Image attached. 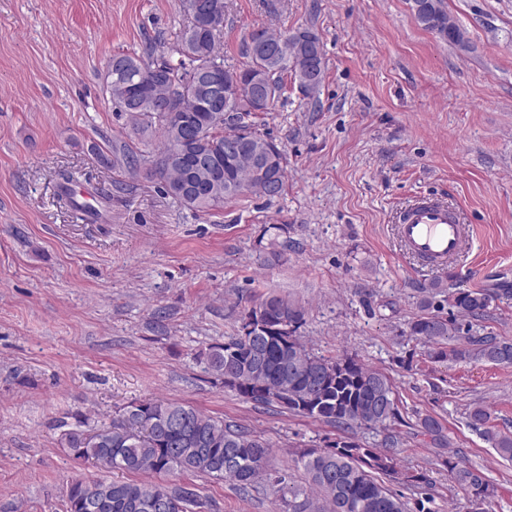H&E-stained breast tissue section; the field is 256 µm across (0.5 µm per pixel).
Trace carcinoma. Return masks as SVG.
Returning a JSON list of instances; mask_svg holds the SVG:
<instances>
[{"label": "carcinoma", "instance_id": "obj_1", "mask_svg": "<svg viewBox=\"0 0 512 512\" xmlns=\"http://www.w3.org/2000/svg\"><path fill=\"white\" fill-rule=\"evenodd\" d=\"M190 15L176 53L177 63L131 54L112 56L107 69L110 94L138 128H156L162 147L151 160L148 173L163 184L164 192L183 207L207 212L244 193L273 199L266 182L285 186L287 159L276 156L264 178L256 176L255 154L271 138L251 129L249 118L266 112L284 93L285 80L308 96L323 82L326 58L319 35L310 28L272 32L255 29V38L267 47L280 48L271 57L262 50L246 51L244 69L224 65L217 51L224 23V0H182ZM414 18L424 29L456 47L468 44L467 31L451 19L443 0H412ZM223 81L232 92L227 109L210 107L209 85L200 73ZM258 80L267 94L265 104L248 98L240 87ZM250 131L252 143L226 154V143ZM443 296L436 303L435 297ZM493 297L469 288L444 289L434 281L420 301L421 313L407 323V335L429 346L435 362L486 361L512 365V341L490 332L481 333L477 321L488 316ZM253 317L261 335L238 330L222 343L200 354V364L224 387L245 401L277 405L292 413L337 427L384 426L401 419L389 377L356 357L326 358L307 349L299 334L305 310L279 295H269L243 309L239 321ZM293 324V334L281 331ZM76 424L62 434L64 447L75 459L93 460L101 467L136 475H206L233 481L246 491L264 487L273 497L276 512H431L430 475L398 464L390 436L386 448H365L348 440L334 453L302 448L293 453L294 465L303 469L313 492L307 493L288 479V473L269 464L270 449L256 436L193 406L176 401L143 400L129 403L122 417L92 432ZM419 433L444 445L441 422L426 416ZM498 455L512 461V436L487 434ZM441 465L471 498L480 502L491 494V484L476 468L460 465L453 456ZM395 483L419 492L409 507ZM169 497L171 512H206L207 502L184 485L168 486L145 480L76 479L66 490L65 512H160Z\"/></svg>", "mask_w": 512, "mask_h": 512}]
</instances>
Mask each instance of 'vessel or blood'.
Returning a JSON list of instances; mask_svg holds the SVG:
<instances>
[{
	"label": "vessel or blood",
	"instance_id": "1",
	"mask_svg": "<svg viewBox=\"0 0 512 512\" xmlns=\"http://www.w3.org/2000/svg\"><path fill=\"white\" fill-rule=\"evenodd\" d=\"M399 233L408 255L441 268L469 243L461 216L446 203L425 197L400 212Z\"/></svg>",
	"mask_w": 512,
	"mask_h": 512
}]
</instances>
